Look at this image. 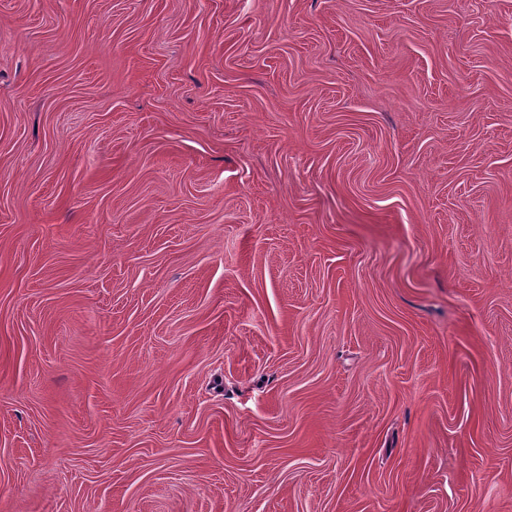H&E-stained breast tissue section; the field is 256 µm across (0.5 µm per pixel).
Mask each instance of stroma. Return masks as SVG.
<instances>
[{
  "mask_svg": "<svg viewBox=\"0 0 512 512\" xmlns=\"http://www.w3.org/2000/svg\"><path fill=\"white\" fill-rule=\"evenodd\" d=\"M0 512H512V0H0Z\"/></svg>",
  "mask_w": 512,
  "mask_h": 512,
  "instance_id": "stroma-1",
  "label": "stroma"
}]
</instances>
